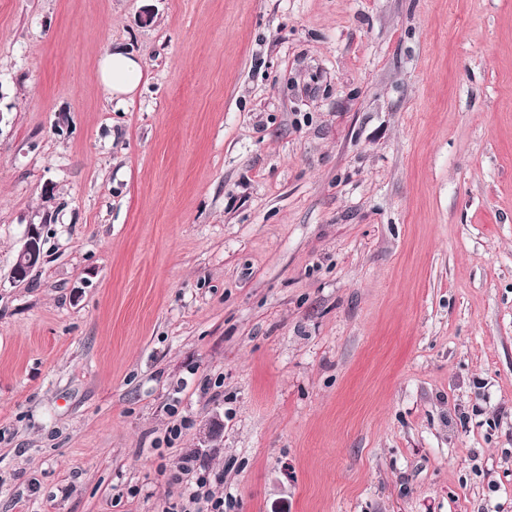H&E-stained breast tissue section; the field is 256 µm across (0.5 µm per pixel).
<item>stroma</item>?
<instances>
[{"label": "stroma", "mask_w": 512, "mask_h": 512, "mask_svg": "<svg viewBox=\"0 0 512 512\" xmlns=\"http://www.w3.org/2000/svg\"><path fill=\"white\" fill-rule=\"evenodd\" d=\"M186 454L512 512V0H0V512H178ZM98 74L100 82L117 106L133 97L144 78L140 57L120 49H107L103 53ZM40 226L27 224L23 243L10 273L15 283L25 281L28 274L42 262L43 254L39 248Z\"/></svg>", "instance_id": "stroma-1"}]
</instances>
